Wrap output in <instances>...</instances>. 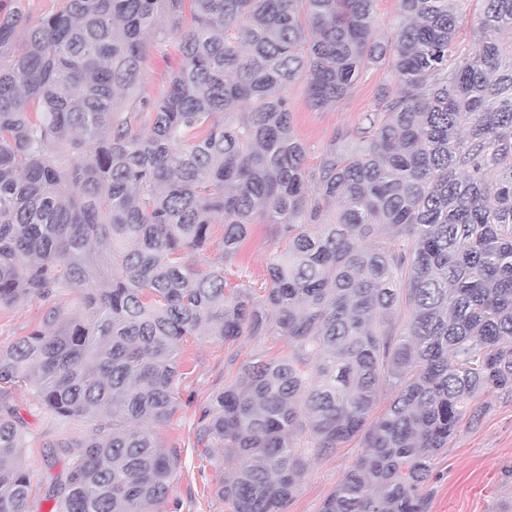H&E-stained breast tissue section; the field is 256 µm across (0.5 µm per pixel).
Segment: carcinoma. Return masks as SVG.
Masks as SVG:
<instances>
[{"mask_svg":"<svg viewBox=\"0 0 512 512\" xmlns=\"http://www.w3.org/2000/svg\"><path fill=\"white\" fill-rule=\"evenodd\" d=\"M376 2L59 0L19 44L21 0H0V311L60 300L50 331L0 347V512H165L181 451L159 428L192 404L232 512H286L312 458L356 438L319 512H428L434 459L481 395L512 394V0H479L466 54L472 0H397L382 41ZM149 33L179 37L157 97ZM377 64L392 86L307 166L291 86L321 110ZM258 220L283 250L230 289ZM244 334L288 357L184 396L183 344ZM23 388L83 425L46 486Z\"/></svg>","mask_w":512,"mask_h":512,"instance_id":"cac0c4a2","label":"carcinoma"}]
</instances>
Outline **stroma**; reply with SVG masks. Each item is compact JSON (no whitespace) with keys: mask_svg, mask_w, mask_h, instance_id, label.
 Wrapping results in <instances>:
<instances>
[{"mask_svg":"<svg viewBox=\"0 0 512 512\" xmlns=\"http://www.w3.org/2000/svg\"><path fill=\"white\" fill-rule=\"evenodd\" d=\"M389 81L386 67L378 65L366 72L351 93L340 103L313 110L306 103L304 86L295 83L289 90L293 128L307 148V166L318 164L323 151L338 129L355 126L362 113L374 107L379 88ZM49 302L24 299L0 312V346L5 347L41 328ZM238 363L255 355L284 356L286 342L274 338L240 336L227 345L214 338L188 341L183 356L187 360L186 390L196 401H204L223 389L235 373L229 353ZM486 410L477 423H462L456 437L434 461L433 476L426 489L429 512H512V395H483ZM13 401L30 425L33 442L25 452L27 468L34 484L50 478L45 465L50 444L75 437L80 428L57 422L30 393H16ZM194 410L183 407L160 432L164 445L182 450V467L170 487L167 512H231L229 505L216 501L211 489L223 471L203 463L194 442ZM362 449L358 441L343 444L335 453L316 460L297 496L286 512H318L324 498L353 466Z\"/></svg>","mask_w":512,"mask_h":512,"instance_id":"stroma-1","label":"stroma"}]
</instances>
